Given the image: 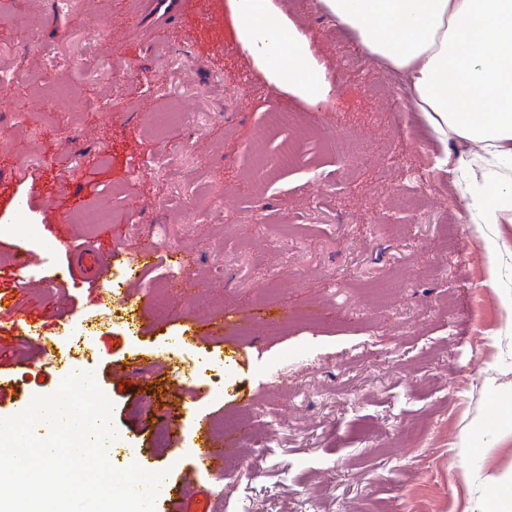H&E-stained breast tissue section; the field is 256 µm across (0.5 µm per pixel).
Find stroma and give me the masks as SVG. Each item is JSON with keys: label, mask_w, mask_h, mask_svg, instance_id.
Wrapping results in <instances>:
<instances>
[{"label": "stroma", "mask_w": 512, "mask_h": 512, "mask_svg": "<svg viewBox=\"0 0 512 512\" xmlns=\"http://www.w3.org/2000/svg\"><path fill=\"white\" fill-rule=\"evenodd\" d=\"M274 3L325 67L322 108L253 64L227 0H185L160 31L129 0H0V226L32 229L0 238V296L66 325L93 318L87 359L51 365L36 342L0 354L17 382L0 418L89 371L114 405L113 465L168 469L189 512H483L512 486V313L499 298L512 258L492 288L451 171L465 146L394 101L398 73L321 0ZM282 109L298 115L284 129L271 122ZM46 230L57 250L14 287L20 250ZM94 239L114 276L157 251L136 297L144 319L117 300L97 317L99 284L74 269ZM186 325L226 372L219 396L192 377L190 409L167 348ZM117 362L134 376L114 379ZM151 402L181 424L164 448ZM199 413L251 433L225 450L237 472L188 485Z\"/></svg>", "instance_id": "35a3bbf8"}]
</instances>
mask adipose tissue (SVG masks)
<instances>
[{"label":"adipose tissue","mask_w":512,"mask_h":512,"mask_svg":"<svg viewBox=\"0 0 512 512\" xmlns=\"http://www.w3.org/2000/svg\"><path fill=\"white\" fill-rule=\"evenodd\" d=\"M373 55L403 73L412 101L439 139L475 145L461 162L465 221L487 229L492 267L511 250L494 225L512 212V0H323ZM237 38L277 88L309 105L331 87L311 45L273 0H229Z\"/></svg>","instance_id":"obj_1"}]
</instances>
